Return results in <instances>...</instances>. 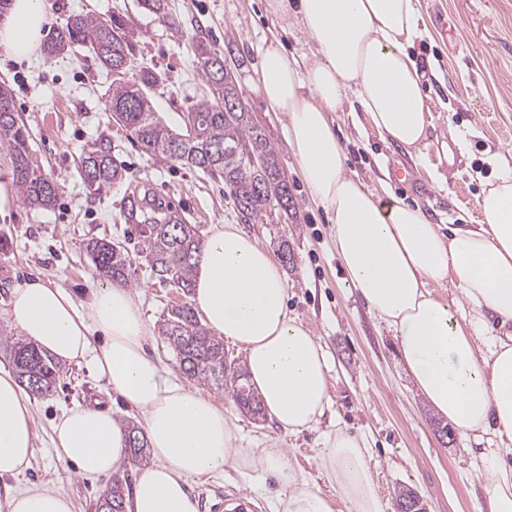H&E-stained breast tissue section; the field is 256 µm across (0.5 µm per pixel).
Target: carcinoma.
<instances>
[{"mask_svg":"<svg viewBox=\"0 0 512 512\" xmlns=\"http://www.w3.org/2000/svg\"><path fill=\"white\" fill-rule=\"evenodd\" d=\"M134 35L128 20L120 14L107 19L73 15L47 43L46 52L52 55L74 45L89 46L99 64L114 76L109 104L112 120L129 131L155 160L188 165L222 177L244 221L258 215L268 218L288 213L294 207L288 182L266 138L250 121L224 57L205 44L197 46L211 95L183 113L185 131L178 133L163 123L150 96V90L163 81L162 74L144 67L136 80L126 77L135 48ZM0 142L10 151L14 180L23 201L52 206L58 186L33 155L28 131L15 112L13 93L6 85H0ZM80 166L86 190L93 197L125 179L124 169L112 159L107 139L89 145ZM127 220L138 227V253L144 255L155 277L189 293L200 247L196 225L169 210L146 208L133 195L128 199ZM85 249L100 275L114 282L126 280L132 259L124 247L103 237L89 239ZM163 335L188 377L230 394L255 420L264 417L244 366L225 354L224 343L208 334L192 307L184 304L172 308ZM0 352L9 357L20 383L29 392L39 395L51 389L57 374L51 356L1 326ZM127 435L132 462H144L147 442L143 433L131 425ZM126 505L123 482L117 479L93 507L95 512H122Z\"/></svg>","mask_w":512,"mask_h":512,"instance_id":"1","label":"carcinoma"}]
</instances>
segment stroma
<instances>
[{
	"instance_id": "obj_1",
	"label": "stroma",
	"mask_w": 512,
	"mask_h": 512,
	"mask_svg": "<svg viewBox=\"0 0 512 512\" xmlns=\"http://www.w3.org/2000/svg\"><path fill=\"white\" fill-rule=\"evenodd\" d=\"M50 20L47 36L64 28L69 16H125L136 32L135 66L165 73L152 89L156 112L181 130L187 108L209 89L202 76L198 44L230 54L233 71L253 122L275 151L294 196L288 216L242 222L222 178L146 155L132 135L112 121L107 109L112 75L88 50L76 47L41 55L33 63L0 60V84L8 85L15 110L30 134L34 155L58 185L55 204L30 206L13 196L0 210V325L10 326L9 301L18 286L34 280L63 288L83 304L104 285L85 243L106 237L132 258L127 288L137 296L150 332L147 351L165 376L182 385L191 380L162 334L172 307L187 296L152 278L137 251L138 233L125 218L123 203L133 191L149 192L207 237L211 225L241 224L270 253L287 243L293 261L285 266L288 313L318 336L330 364V405L320 425L285 434L270 419L253 420L224 392H212L241 430L248 448H287L292 462L316 474L312 459L326 433L342 427L361 435L384 503L394 504L400 489L422 498L427 512H479L484 476L478 453L485 443L454 437L442 443L433 414L417 395L387 327L343 282L328 214L311 200L288 145L281 113L263 98L258 68L265 42L279 38L288 54L311 57L314 45L295 19L271 14L266 0H166L167 15L141 8L139 0H44ZM426 33L408 51L424 75L423 110L429 120L428 144L420 154L385 140L352 100L333 112V126L344 146L345 168L380 195L421 207L436 224H476L480 198L496 156L512 164V0H418ZM112 141V154L126 174L106 194L91 197L83 187L79 160L98 137ZM405 167L412 181L383 180V170ZM35 444L29 467L0 477V512L12 495L50 488L68 495L75 512H93L92 503L110 486L111 476L85 477L58 460L52 428L65 410L91 406L112 413L120 424L140 416L83 365H60L53 388L30 396ZM251 494L261 512H273L274 478L257 481L228 469L192 483L199 512H210L214 496Z\"/></svg>"
}]
</instances>
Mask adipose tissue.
I'll use <instances>...</instances> for the list:
<instances>
[{
	"instance_id": "adipose-tissue-1",
	"label": "adipose tissue",
	"mask_w": 512,
	"mask_h": 512,
	"mask_svg": "<svg viewBox=\"0 0 512 512\" xmlns=\"http://www.w3.org/2000/svg\"><path fill=\"white\" fill-rule=\"evenodd\" d=\"M297 18L315 51L302 64L278 39L261 50L259 83L285 121L288 145L310 197L329 215L344 281L392 330L400 357L429 407L462 438L490 435L480 512H512V167L481 198L478 224L432 223L397 198L382 199L344 165L329 118L355 99L391 143L419 149L428 137L422 75L406 47L421 37L418 0H269ZM43 0H9L0 14V55L23 62L41 52ZM452 283L477 319L505 332L484 336L459 321L434 288ZM288 282L269 251L234 224L212 225L197 254L191 300L215 335L245 351L249 382L285 433L317 427L329 404L330 376L320 339L288 314ZM12 324L60 362H89L113 393L141 414L152 462L140 469L130 512H197L191 481L232 468L274 477V512H384L362 439L339 428L316 466L336 488L323 494L283 448H245L224 408L172 382L150 357L147 327L128 288L97 287L83 305L33 281L14 291ZM101 332L105 342L92 348ZM127 433L111 413L78 407L53 426L57 458L88 477L123 470ZM34 453L32 408L15 376L0 369V477L15 476ZM9 512H73L62 492L30 489Z\"/></svg>"
}]
</instances>
